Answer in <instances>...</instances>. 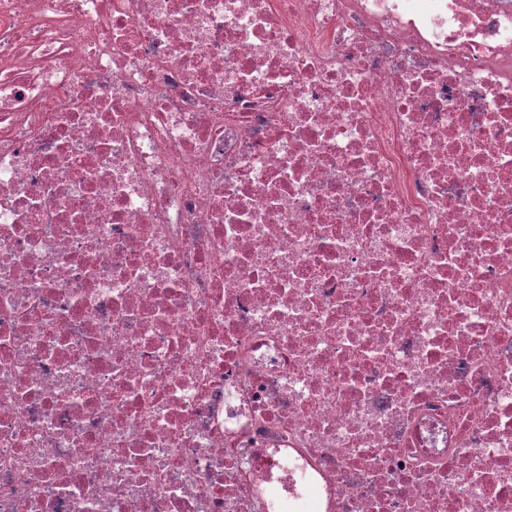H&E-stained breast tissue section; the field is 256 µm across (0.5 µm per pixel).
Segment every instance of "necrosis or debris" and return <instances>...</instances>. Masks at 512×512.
<instances>
[{"instance_id": "obj_1", "label": "necrosis or debris", "mask_w": 512, "mask_h": 512, "mask_svg": "<svg viewBox=\"0 0 512 512\" xmlns=\"http://www.w3.org/2000/svg\"><path fill=\"white\" fill-rule=\"evenodd\" d=\"M512 512V0H0V512Z\"/></svg>"}]
</instances>
